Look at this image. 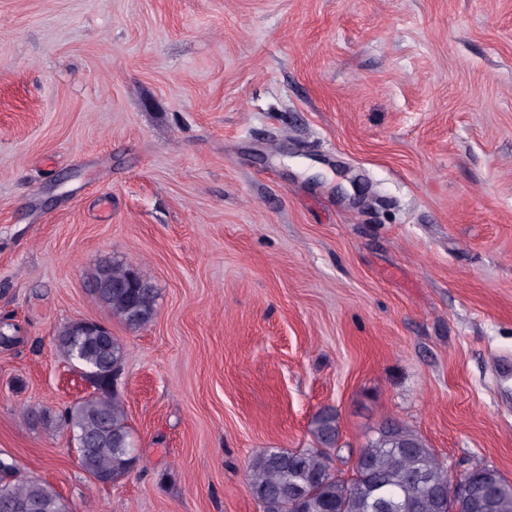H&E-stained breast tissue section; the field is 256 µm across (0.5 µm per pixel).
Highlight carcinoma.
Wrapping results in <instances>:
<instances>
[{"label":"carcinoma","mask_w":512,"mask_h":512,"mask_svg":"<svg viewBox=\"0 0 512 512\" xmlns=\"http://www.w3.org/2000/svg\"><path fill=\"white\" fill-rule=\"evenodd\" d=\"M97 298L126 325L139 327L157 312V292L120 261L96 268ZM66 361L89 374L95 391L59 412L44 416L86 446V467L117 482L135 468L131 427L117 390L126 358L115 336L90 335L71 322L55 336ZM316 446L303 450L264 448L248 465L249 487L263 512H442L439 497L448 490V468L415 430L388 420L357 454L349 477L331 471L330 451L339 440L336 413L319 411L312 420ZM476 512H512V481L485 466L464 477ZM0 512H70L50 485L27 476L0 458Z\"/></svg>","instance_id":"cac0c4a2"}]
</instances>
